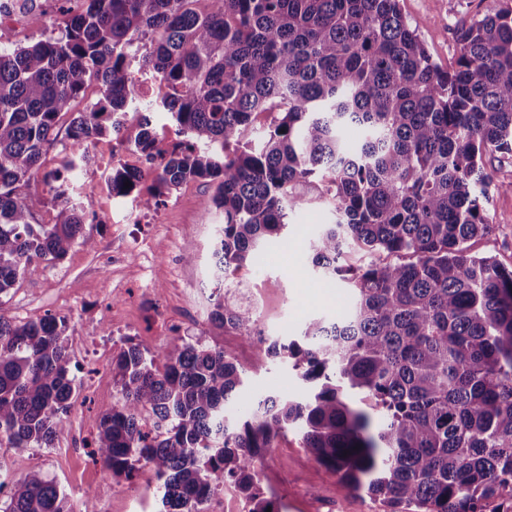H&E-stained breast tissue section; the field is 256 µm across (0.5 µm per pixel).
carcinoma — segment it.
Wrapping results in <instances>:
<instances>
[{"instance_id":"carcinoma-1","label":"carcinoma","mask_w":512,"mask_h":512,"mask_svg":"<svg viewBox=\"0 0 512 512\" xmlns=\"http://www.w3.org/2000/svg\"><path fill=\"white\" fill-rule=\"evenodd\" d=\"M194 2L85 0L58 36L0 50V296L89 242L65 174L84 168L82 147L121 131L139 98L135 61L171 89L147 111L187 137L136 195L140 208L211 182L224 214L211 275L229 288L289 213L329 200L312 264L354 303L270 342L251 304L215 299L212 327L256 337V362L279 360L304 385L299 400L265 394L243 419L225 416L243 370L224 347L184 340L162 370L139 345L120 347L118 398L95 439L104 468L131 481L151 465L164 512H206L227 483L247 512H279L258 465L297 428L316 463L385 512H512V267L469 250L491 228L485 158L512 159V11L461 28L444 72L399 0H208L202 13ZM91 86L98 98L73 111ZM260 112L278 114L273 133L243 142ZM65 114L72 157L45 178L55 220L35 224L20 185ZM132 146L156 158L149 118ZM139 182L124 164L106 178L121 197ZM353 246L393 260L350 266ZM69 363L65 317L0 316V445L54 444L80 388ZM10 483L0 512H67L41 473Z\"/></svg>"}]
</instances>
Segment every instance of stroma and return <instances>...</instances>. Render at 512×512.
<instances>
[{
    "mask_svg": "<svg viewBox=\"0 0 512 512\" xmlns=\"http://www.w3.org/2000/svg\"><path fill=\"white\" fill-rule=\"evenodd\" d=\"M59 0H48L41 24L21 31H0V47L14 49L58 35L64 17ZM405 18L416 25L433 62L441 70L455 67L456 34L473 19L512 10V0H400ZM142 112L130 109L120 136L97 140L100 164L81 173L79 194L94 220L85 233L90 245L74 244L59 261H44L34 277L20 279L0 297V316L19 322L47 314L68 318L70 370L80 385L66 429L51 448L0 447L12 477L37 471L57 483L69 504L83 503L93 483L112 489L111 512H160L156 476L141 467L133 481L112 477L94 455L91 441L102 413L111 409L117 390L112 382V355L125 341L152 354L171 350L179 339L205 337L207 344L225 347L244 370L246 384L230 413H244L265 388L295 398L303 385L285 365L255 362V340L234 331L210 327L209 277L213 227L223 217L212 202V191L198 181L184 183L165 197L157 210L133 217L131 203L113 199L102 187L105 167L119 161L141 168L146 177L140 193L155 186L154 168L133 154L130 146ZM491 176L487 209L493 230L471 243L472 253L491 255L512 266V161L485 159ZM334 219L333 207L313 201L290 213L281 236L269 243L234 275L242 288L265 300L259 326L270 337L295 338L307 320L333 316L350 304V290L341 280L324 287L314 270L309 247L320 225ZM262 485L279 504V512H383L382 505L351 491L331 470L317 465L304 448L301 435L288 430L278 439L262 467Z\"/></svg>",
    "mask_w": 512,
    "mask_h": 512,
    "instance_id": "1",
    "label": "stroma"
}]
</instances>
